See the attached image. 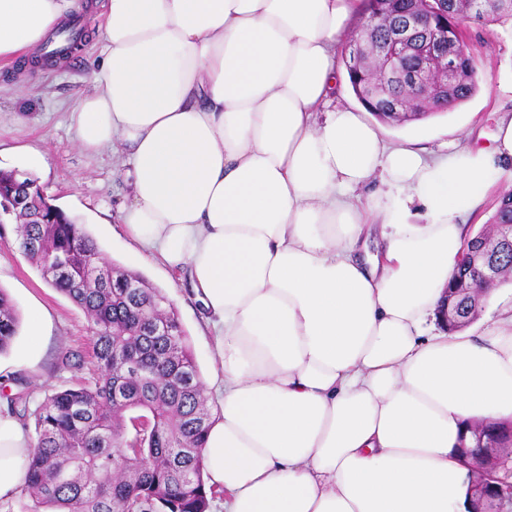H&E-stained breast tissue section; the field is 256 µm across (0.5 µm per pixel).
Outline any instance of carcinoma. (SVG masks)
<instances>
[{
  "instance_id": "1",
  "label": "carcinoma",
  "mask_w": 512,
  "mask_h": 512,
  "mask_svg": "<svg viewBox=\"0 0 512 512\" xmlns=\"http://www.w3.org/2000/svg\"><path fill=\"white\" fill-rule=\"evenodd\" d=\"M411 0L365 2L360 31L351 42L380 48L390 42L410 11ZM432 29H448L455 76L437 88L421 112H409L412 90L404 79L386 81L377 92L366 56L346 54L344 65L355 97L378 121L404 125L448 112L479 90L481 77L465 42L466 14L459 3L432 10ZM487 23L512 22V0H495L476 17ZM430 32L416 36L401 69L419 65L417 49ZM6 224L15 225L19 250L87 317L98 373L79 386L46 393L35 409L29 393L7 398L19 419H34L35 443L27 463L25 512H210L220 490L206 486L203 448L212 413L187 345L186 333L166 297L137 273L107 260L76 220L50 203L31 176L0 170V207ZM492 224L512 225V197H499ZM495 267L512 270V242L493 253ZM481 283L480 267H459L448 282L444 327L455 331L478 315L481 305L460 288ZM20 317L0 290V351L17 335ZM487 447L512 440V420L483 423ZM507 460H488L487 474L501 475Z\"/></svg>"
}]
</instances>
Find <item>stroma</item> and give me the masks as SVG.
Masks as SVG:
<instances>
[{"instance_id":"1","label":"stroma","mask_w":512,"mask_h":512,"mask_svg":"<svg viewBox=\"0 0 512 512\" xmlns=\"http://www.w3.org/2000/svg\"><path fill=\"white\" fill-rule=\"evenodd\" d=\"M466 40L483 76L476 95L453 111L402 126L388 125L384 137L438 151L491 145L500 118L512 116V23L470 25ZM101 61L98 48L86 43L60 64L41 69L19 66L0 70V170H19L35 178L53 204L67 211L118 266L141 274L168 298L187 333L202 378H209L215 347L207 312L183 272L161 260L137 257L122 224L129 201L126 169L111 154L81 151L69 119V106L87 91ZM0 288L25 312L40 300L52 322L34 366L18 360L23 336L0 353V410L6 395L28 388L35 399L70 387L76 374L57 372L60 353L87 357L88 322L83 311L50 286L19 252L14 225L0 238Z\"/></svg>"}]
</instances>
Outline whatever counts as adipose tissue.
Returning <instances> with one entry per match:
<instances>
[{
  "label": "adipose tissue",
  "mask_w": 512,
  "mask_h": 512,
  "mask_svg": "<svg viewBox=\"0 0 512 512\" xmlns=\"http://www.w3.org/2000/svg\"><path fill=\"white\" fill-rule=\"evenodd\" d=\"M79 9L0 0V68L40 66ZM99 9L101 64L70 120L83 151L124 150L127 235L185 269L209 314L221 402L203 458L224 512H467L464 427L512 418V295L455 333L439 306L464 215L512 172V119L491 148L429 152L336 105L363 0ZM32 450L0 412V499Z\"/></svg>",
  "instance_id": "ef3b65f1"
}]
</instances>
